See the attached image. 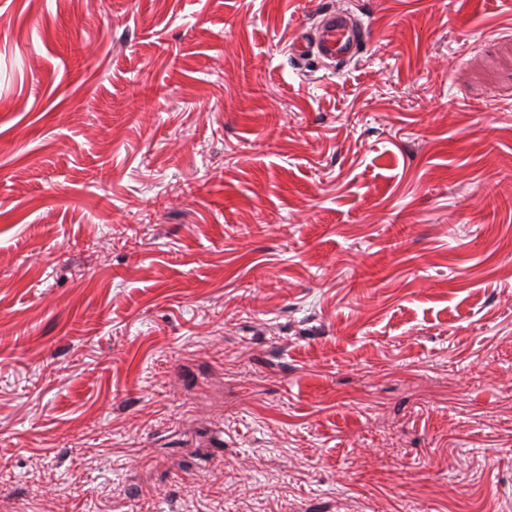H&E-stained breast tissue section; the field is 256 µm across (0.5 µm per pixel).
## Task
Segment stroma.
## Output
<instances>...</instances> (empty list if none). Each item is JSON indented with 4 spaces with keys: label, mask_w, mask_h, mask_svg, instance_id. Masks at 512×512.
<instances>
[{
    "label": "stroma",
    "mask_w": 512,
    "mask_h": 512,
    "mask_svg": "<svg viewBox=\"0 0 512 512\" xmlns=\"http://www.w3.org/2000/svg\"><path fill=\"white\" fill-rule=\"evenodd\" d=\"M273 497L512 512V0H0V504ZM365 40L363 25L350 11L328 9L318 14L311 28L299 33L287 51L294 57L342 65L358 57Z\"/></svg>",
    "instance_id": "obj_1"
}]
</instances>
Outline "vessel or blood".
<instances>
[{
	"mask_svg": "<svg viewBox=\"0 0 512 512\" xmlns=\"http://www.w3.org/2000/svg\"><path fill=\"white\" fill-rule=\"evenodd\" d=\"M365 40L363 25L350 11L328 9L319 13L311 28L299 33L287 51L294 57L342 65L358 57Z\"/></svg>",
	"mask_w": 512,
	"mask_h": 512,
	"instance_id": "1",
	"label": "vessel or blood"
}]
</instances>
